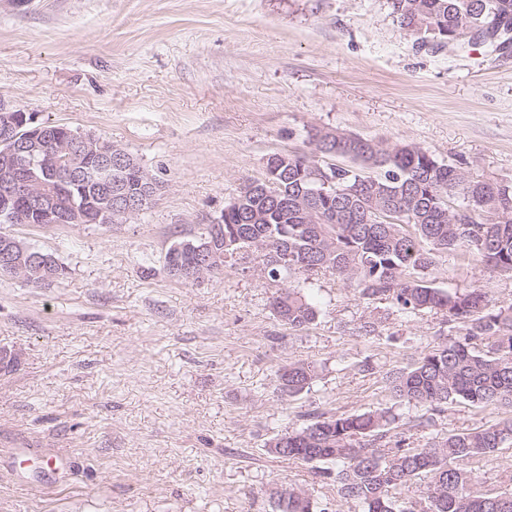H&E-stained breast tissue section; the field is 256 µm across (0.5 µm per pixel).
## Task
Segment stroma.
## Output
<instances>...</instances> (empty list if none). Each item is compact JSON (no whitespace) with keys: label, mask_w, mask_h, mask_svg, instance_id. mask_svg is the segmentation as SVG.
I'll return each instance as SVG.
<instances>
[{"label":"stroma","mask_w":512,"mask_h":512,"mask_svg":"<svg viewBox=\"0 0 512 512\" xmlns=\"http://www.w3.org/2000/svg\"><path fill=\"white\" fill-rule=\"evenodd\" d=\"M0 98L111 140L162 184L123 224L0 225L67 270L42 287L0 274V512H273L288 485L354 512L266 442L313 413L393 407L387 442L417 448L503 418L457 401L419 427L421 408L394 404L389 375L456 336L442 314H400L329 271L273 282L252 260L186 282L164 257L319 130L511 185L512 50L417 48L390 0H0ZM430 275L512 304V277L479 262L440 255ZM300 285L318 317L294 330L270 303ZM299 361L316 377L291 397L278 375ZM55 454L65 478L43 468ZM471 468L476 489L512 490V447Z\"/></svg>","instance_id":"stroma-1"}]
</instances>
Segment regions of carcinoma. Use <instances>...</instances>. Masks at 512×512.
Returning <instances> with one entry per match:
<instances>
[{"mask_svg": "<svg viewBox=\"0 0 512 512\" xmlns=\"http://www.w3.org/2000/svg\"><path fill=\"white\" fill-rule=\"evenodd\" d=\"M392 8L402 28L423 27L437 47L475 44L458 34L496 21L504 24L500 38L482 43L499 50L512 42V0H392ZM313 139L321 157L289 154L285 165L265 164L245 206H225L222 223L206 225L199 239L230 256L247 253L254 239L276 242L288 259L267 270L272 281L331 271L364 297L391 299L400 312L443 314L462 335L390 375L393 400L429 410L459 400L512 410V305H496L479 285L452 292L428 273L438 253L512 272V186L486 184L416 144L387 147L328 131L316 132ZM335 156L349 164L324 161ZM315 173L330 185L312 182ZM41 190L51 208L31 210V224H51L47 213H65L74 203L90 209L97 204L83 185L54 174ZM250 210L265 214L266 221L250 223ZM313 213L323 217L322 223H306ZM18 243L28 267L25 283L44 286L66 276L51 254L21 239ZM271 309L292 329L317 318L300 287L281 291ZM313 377L312 367L299 362L279 379L282 389L295 395ZM394 421L388 408L320 414L271 438L266 450L276 457L336 465L335 470L316 468V477H335L339 497L361 512H512V493L474 489L468 469L475 458L512 445V417L421 448L409 447L404 436L387 446L384 438ZM417 479L427 481L426 498H400L401 489ZM272 499L274 512H316L303 490L284 488Z\"/></svg>", "mask_w": 512, "mask_h": 512, "instance_id": "carcinoma-1", "label": "carcinoma"}]
</instances>
